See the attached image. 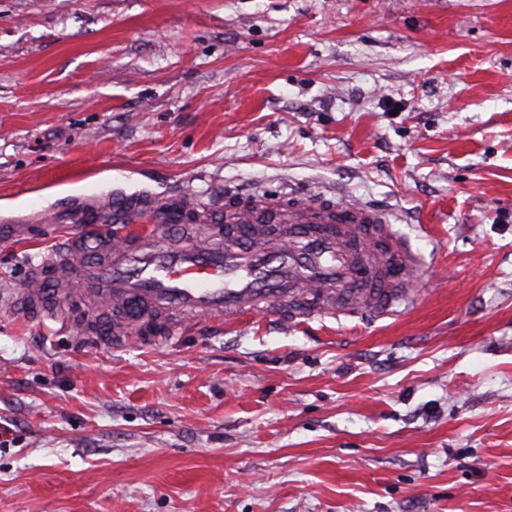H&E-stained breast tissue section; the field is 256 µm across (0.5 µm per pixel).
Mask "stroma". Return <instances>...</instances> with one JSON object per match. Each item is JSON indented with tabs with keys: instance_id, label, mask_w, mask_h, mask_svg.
<instances>
[{
	"instance_id": "obj_1",
	"label": "stroma",
	"mask_w": 512,
	"mask_h": 512,
	"mask_svg": "<svg viewBox=\"0 0 512 512\" xmlns=\"http://www.w3.org/2000/svg\"><path fill=\"white\" fill-rule=\"evenodd\" d=\"M286 187L388 211L397 315L83 343L0 238V512H512V0H0V225Z\"/></svg>"
}]
</instances>
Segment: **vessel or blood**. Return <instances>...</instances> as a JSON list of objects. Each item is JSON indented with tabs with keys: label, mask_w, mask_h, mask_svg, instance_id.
<instances>
[{
	"label": "vessel or blood",
	"mask_w": 512,
	"mask_h": 512,
	"mask_svg": "<svg viewBox=\"0 0 512 512\" xmlns=\"http://www.w3.org/2000/svg\"><path fill=\"white\" fill-rule=\"evenodd\" d=\"M228 199L234 232L214 224L178 239L169 225L204 214L185 190L88 196L41 211L39 222L65 230L28 268L15 308L34 321L52 320L75 294L111 310L126 334L149 316L175 331L193 317L220 326L263 310L290 326L335 315L343 292L367 318L393 315L419 278V259L385 210L293 190ZM393 262L402 283L390 278Z\"/></svg>",
	"instance_id": "b4317fda"
}]
</instances>
